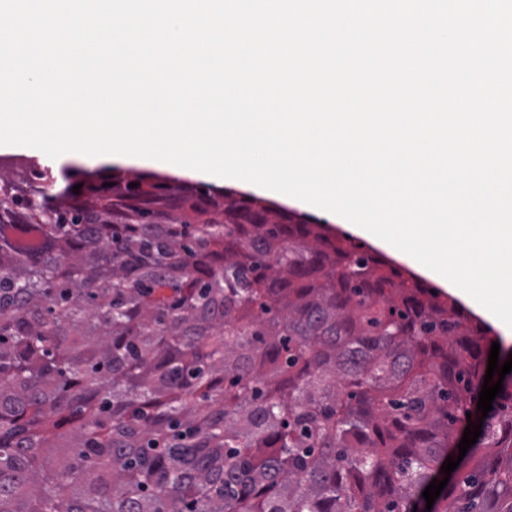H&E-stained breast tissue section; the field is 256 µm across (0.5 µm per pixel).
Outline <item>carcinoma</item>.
Instances as JSON below:
<instances>
[{"mask_svg":"<svg viewBox=\"0 0 512 512\" xmlns=\"http://www.w3.org/2000/svg\"><path fill=\"white\" fill-rule=\"evenodd\" d=\"M0 175V512H512V372L346 233L150 173ZM137 187L132 188L130 184Z\"/></svg>","mask_w":512,"mask_h":512,"instance_id":"1","label":"carcinoma"}]
</instances>
